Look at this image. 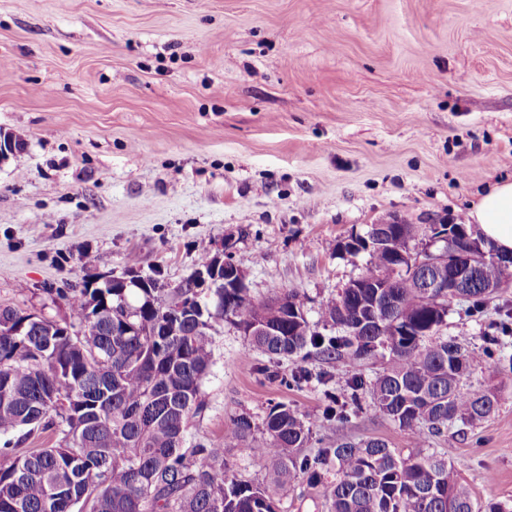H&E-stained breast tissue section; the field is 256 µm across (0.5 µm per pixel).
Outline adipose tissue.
I'll return each instance as SVG.
<instances>
[{"mask_svg": "<svg viewBox=\"0 0 512 512\" xmlns=\"http://www.w3.org/2000/svg\"><path fill=\"white\" fill-rule=\"evenodd\" d=\"M465 220L498 251L512 253V181L490 187L469 207Z\"/></svg>", "mask_w": 512, "mask_h": 512, "instance_id": "1", "label": "adipose tissue"}]
</instances>
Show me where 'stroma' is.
Instances as JSON below:
<instances>
[{
    "label": "stroma",
    "mask_w": 512,
    "mask_h": 512,
    "mask_svg": "<svg viewBox=\"0 0 512 512\" xmlns=\"http://www.w3.org/2000/svg\"><path fill=\"white\" fill-rule=\"evenodd\" d=\"M0 304L60 319L44 293L87 274L155 267L176 286L200 243L229 252L248 297L318 309L359 276L339 241L397 217L466 214L512 180V0H0ZM512 323V288L482 311L452 301L442 337L464 343L467 387L499 385L481 425L450 424L425 452L447 457L475 505L512 512V380L482 351ZM268 357L233 325L213 337L195 439L268 409L311 429L302 455L345 438L412 450L372 407L322 426L324 392L358 368L315 358L327 384L263 374Z\"/></svg>",
    "instance_id": "stroma-1"
}]
</instances>
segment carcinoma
<instances>
[{"mask_svg":"<svg viewBox=\"0 0 512 512\" xmlns=\"http://www.w3.org/2000/svg\"><path fill=\"white\" fill-rule=\"evenodd\" d=\"M425 236L424 224H388L372 236L358 278L319 307L323 327L338 335L310 325L296 292L257 305L243 289L221 286L206 299L188 277L159 286L156 269L120 286L84 279L80 288H44L67 301L62 320L5 306L21 331L0 333V512H277L280 496L303 478L325 486L328 512H503L495 502L475 508L446 459L421 450L404 457L382 439L341 440L303 456L310 428L283 404L267 413L258 451L247 447L246 417L232 419L219 440L189 442L205 408L212 336L226 322L274 363L295 361L288 383L296 386L312 378L302 365L311 355L355 366L379 347L389 350L374 381L352 377L349 400L325 392L327 426L347 420L365 390L414 445L450 423L489 417L497 393L462 389L468 349L430 338L454 299L479 311L490 285L512 280V254L477 262L465 288L429 289L435 269L405 257L409 242ZM47 432L53 444L20 447ZM226 448L270 470V480L254 485L229 473Z\"/></svg>","mask_w":512,"mask_h":512,"instance_id":"1","label":"carcinoma"}]
</instances>
